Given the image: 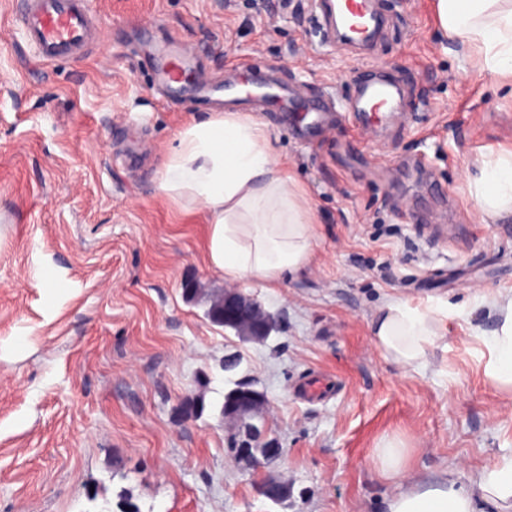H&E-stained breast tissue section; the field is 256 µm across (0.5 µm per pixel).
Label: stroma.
Wrapping results in <instances>:
<instances>
[{
	"instance_id": "1",
	"label": "stroma",
	"mask_w": 512,
	"mask_h": 512,
	"mask_svg": "<svg viewBox=\"0 0 512 512\" xmlns=\"http://www.w3.org/2000/svg\"><path fill=\"white\" fill-rule=\"evenodd\" d=\"M376 4L364 50L323 43L314 0H93L103 23L83 57L45 65L17 0H0V512H114L123 490L140 512H387L408 483L378 472L383 441L426 483L466 486L512 457V393L485 377L479 340L480 298L512 291V218L483 223L468 184L477 159L512 149V78L473 69L435 0ZM168 37L197 45L207 76H272L336 105L312 143L279 106L257 115L317 232L302 272L235 282L279 321L263 343L206 316L228 286L206 263L207 217L159 189L178 132L211 112L162 102L146 48ZM372 72L402 95L381 123L347 109ZM392 298L448 307L424 369L372 343ZM235 379L265 395L256 445L277 441L273 464L228 449ZM190 399L201 415H181ZM267 475L287 507L258 493Z\"/></svg>"
}]
</instances>
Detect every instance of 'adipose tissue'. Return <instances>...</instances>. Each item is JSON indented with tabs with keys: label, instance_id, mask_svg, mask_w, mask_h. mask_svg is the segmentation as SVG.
<instances>
[{
	"label": "adipose tissue",
	"instance_id": "adipose-tissue-1",
	"mask_svg": "<svg viewBox=\"0 0 512 512\" xmlns=\"http://www.w3.org/2000/svg\"><path fill=\"white\" fill-rule=\"evenodd\" d=\"M444 36L472 45L475 66L512 76V0H436ZM469 181L470 197L483 222L512 212V150L480 160ZM159 189L209 216L205 254L209 266L234 281L250 277L274 283L306 268L316 237L303 189L277 160L263 123L248 112H215L193 119L168 153ZM496 317L484 343L487 379L512 388V295L482 297ZM448 309L394 298L372 324V343L405 370L428 363ZM512 502V458L477 471L469 487L440 478L416 483L387 505L388 512H475L477 501Z\"/></svg>",
	"mask_w": 512,
	"mask_h": 512
}]
</instances>
